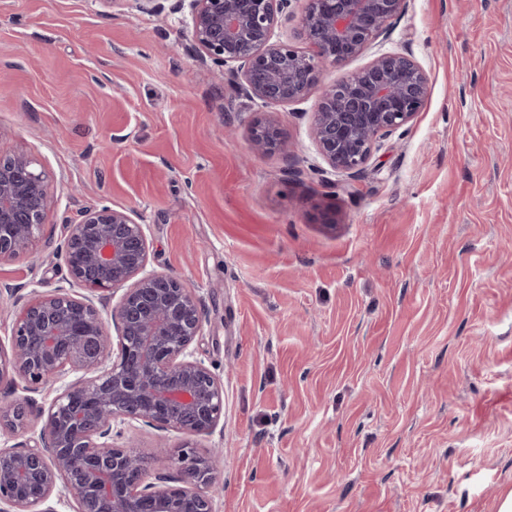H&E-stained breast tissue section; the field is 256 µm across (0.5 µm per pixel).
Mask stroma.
Segmentation results:
<instances>
[{
  "label": "stroma",
  "mask_w": 512,
  "mask_h": 512,
  "mask_svg": "<svg viewBox=\"0 0 512 512\" xmlns=\"http://www.w3.org/2000/svg\"><path fill=\"white\" fill-rule=\"evenodd\" d=\"M188 10L0 0V154L34 158L55 243L130 208L149 269L201 301L196 356L224 428L125 434L221 449L215 512H497L512 490V0H408L384 39L291 105L201 64ZM411 54L424 109L366 171L338 175L311 126L323 87ZM276 118L290 156L249 152ZM64 258L0 261V341Z\"/></svg>",
  "instance_id": "obj_1"
}]
</instances>
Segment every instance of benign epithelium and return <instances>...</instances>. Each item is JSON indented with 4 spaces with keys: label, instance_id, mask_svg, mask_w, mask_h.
Listing matches in <instances>:
<instances>
[{
    "label": "benign epithelium",
    "instance_id": "benign-epithelium-1",
    "mask_svg": "<svg viewBox=\"0 0 512 512\" xmlns=\"http://www.w3.org/2000/svg\"><path fill=\"white\" fill-rule=\"evenodd\" d=\"M160 13L165 0H110ZM292 0H175L189 7L201 63L243 95L265 104L304 100L324 66L368 51L401 15L407 0H306L298 47L275 36ZM429 96L426 71L408 54L385 52L326 87L311 138L329 168L359 176L384 139L407 126ZM254 154L288 152L278 122H255ZM24 153L0 154V261L31 250L52 204L50 183ZM125 208L82 212L63 244L68 283L21 307L8 346L0 344V432L39 424L40 444L0 448V505L5 512H55L57 488L74 495L75 512H214L223 483L217 450L150 452L119 445L120 421L159 431L210 435L224 427V385L191 345L202 326L200 299L179 278L148 269L149 242ZM121 293L111 305L115 293ZM76 379L49 405L17 395ZM169 455L171 472L147 481L153 458Z\"/></svg>",
    "mask_w": 512,
    "mask_h": 512
}]
</instances>
